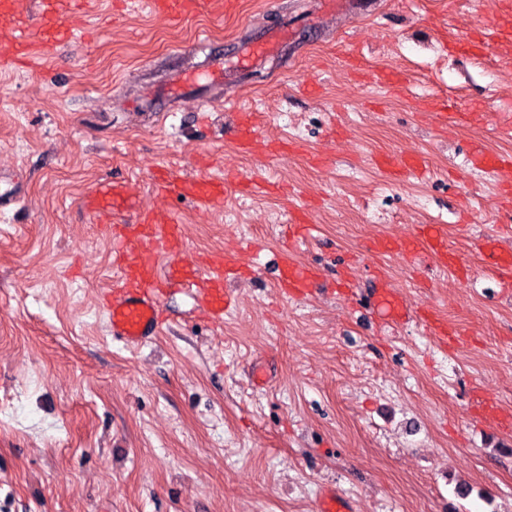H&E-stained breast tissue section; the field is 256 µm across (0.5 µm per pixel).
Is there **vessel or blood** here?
<instances>
[{"label": "vessel or blood", "instance_id": "vessel-or-blood-1", "mask_svg": "<svg viewBox=\"0 0 512 512\" xmlns=\"http://www.w3.org/2000/svg\"><path fill=\"white\" fill-rule=\"evenodd\" d=\"M99 0H36V10L18 14L14 0H0V19L9 21L15 32L10 51L0 55V67L17 63L32 50L50 54L73 37L70 19L89 21L97 14ZM158 17L178 21L203 10L205 0H148ZM512 39V0H499L498 7L484 20L480 37L470 32L457 34L456 44L465 52H485L502 40ZM154 191L173 193L178 198L218 210L224 205L229 181L219 176L184 177L163 169L150 179ZM81 207L90 221L108 226L112 252V272L118 282L103 304L108 315L109 333L114 340L140 344L158 336L167 323L166 302L179 294L193 305L206 307L215 324H223L233 302L228 287L235 279L234 263L183 267L178 256L183 248L178 213L156 216L137 204L131 182L122 176L100 179L82 197ZM278 284L283 289H306L314 284L309 268L294 264L280 254ZM382 323L409 322L412 311L389 288L380 273L369 278L359 298ZM321 512H354L351 499L336 489H325L320 498Z\"/></svg>", "mask_w": 512, "mask_h": 512}]
</instances>
